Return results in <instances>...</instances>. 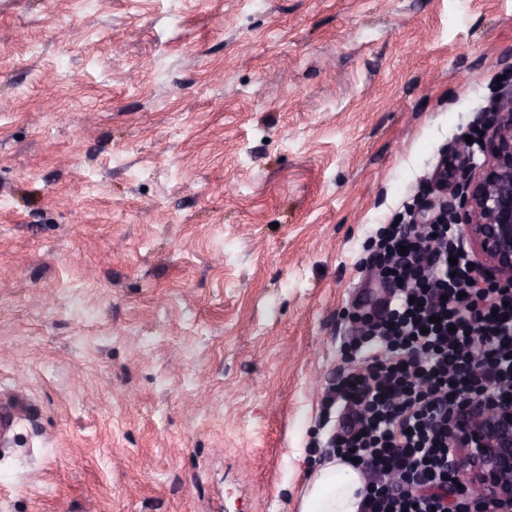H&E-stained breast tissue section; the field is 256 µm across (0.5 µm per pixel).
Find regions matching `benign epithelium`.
Instances as JSON below:
<instances>
[{"mask_svg":"<svg viewBox=\"0 0 512 512\" xmlns=\"http://www.w3.org/2000/svg\"><path fill=\"white\" fill-rule=\"evenodd\" d=\"M478 144L459 140L443 156L434 183L439 197L419 210L416 224L461 226L477 269L490 282L512 285V91L482 117ZM484 154L474 163V147ZM449 447L460 489L512 512V400H470L448 413Z\"/></svg>","mask_w":512,"mask_h":512,"instance_id":"1","label":"benign epithelium"}]
</instances>
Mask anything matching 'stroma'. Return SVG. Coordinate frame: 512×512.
<instances>
[{"label":"stroma","instance_id":"obj_1","mask_svg":"<svg viewBox=\"0 0 512 512\" xmlns=\"http://www.w3.org/2000/svg\"><path fill=\"white\" fill-rule=\"evenodd\" d=\"M501 85L512 0H0V512H294Z\"/></svg>","mask_w":512,"mask_h":512}]
</instances>
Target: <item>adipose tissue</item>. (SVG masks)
Here are the masks:
<instances>
[{
    "mask_svg": "<svg viewBox=\"0 0 512 512\" xmlns=\"http://www.w3.org/2000/svg\"><path fill=\"white\" fill-rule=\"evenodd\" d=\"M363 488L358 470L339 461L325 464L309 477L298 512H357Z\"/></svg>",
    "mask_w": 512,
    "mask_h": 512,
    "instance_id": "obj_1",
    "label": "adipose tissue"
}]
</instances>
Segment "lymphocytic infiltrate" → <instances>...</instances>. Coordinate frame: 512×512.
<instances>
[{
    "label": "lymphocytic infiltrate",
    "instance_id": "1",
    "mask_svg": "<svg viewBox=\"0 0 512 512\" xmlns=\"http://www.w3.org/2000/svg\"><path fill=\"white\" fill-rule=\"evenodd\" d=\"M373 260L394 302L351 341L328 446L365 477L359 512H462L448 411L512 396V288L484 284L454 224L381 227Z\"/></svg>",
    "mask_w": 512,
    "mask_h": 512
}]
</instances>
